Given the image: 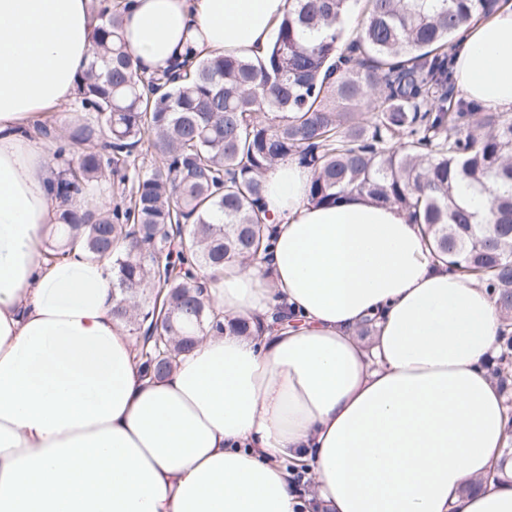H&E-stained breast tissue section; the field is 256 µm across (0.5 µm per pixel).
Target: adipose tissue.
Returning a JSON list of instances; mask_svg holds the SVG:
<instances>
[{
    "instance_id": "1",
    "label": "adipose tissue",
    "mask_w": 512,
    "mask_h": 512,
    "mask_svg": "<svg viewBox=\"0 0 512 512\" xmlns=\"http://www.w3.org/2000/svg\"><path fill=\"white\" fill-rule=\"evenodd\" d=\"M141 72L266 56L288 0H127ZM100 0H0V512H512L495 477L507 411L488 366V290L435 261L394 204L308 198L296 161L264 176L276 242L209 295L255 331L203 337L145 376L107 261L43 245L58 170L30 132L73 99ZM457 91L512 112V0L474 17ZM284 311L285 320L272 316Z\"/></svg>"
}]
</instances>
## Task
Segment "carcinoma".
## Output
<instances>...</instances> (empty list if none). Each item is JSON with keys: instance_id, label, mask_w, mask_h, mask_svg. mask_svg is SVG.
I'll list each match as a JSON object with an SVG mask.
<instances>
[{"instance_id": "1", "label": "carcinoma", "mask_w": 512, "mask_h": 512, "mask_svg": "<svg viewBox=\"0 0 512 512\" xmlns=\"http://www.w3.org/2000/svg\"><path fill=\"white\" fill-rule=\"evenodd\" d=\"M267 55L204 56L168 82L137 72L111 2L100 10L93 61L82 74L84 118L69 134L41 125L64 163L56 193L67 203L106 172L131 183L105 210L65 209L50 262L80 251L112 263L115 315L132 326L144 373L168 374L222 322L193 272L254 262L273 245L263 217L265 172L281 160L311 168L310 201L347 194L394 203L423 225L435 257L496 299L506 351L492 376L512 379V116L457 96L453 51L474 13L496 0H366L361 32L343 42L360 0H289ZM158 159L134 175L143 140ZM489 194L479 224L455 199L458 185Z\"/></svg>"}]
</instances>
